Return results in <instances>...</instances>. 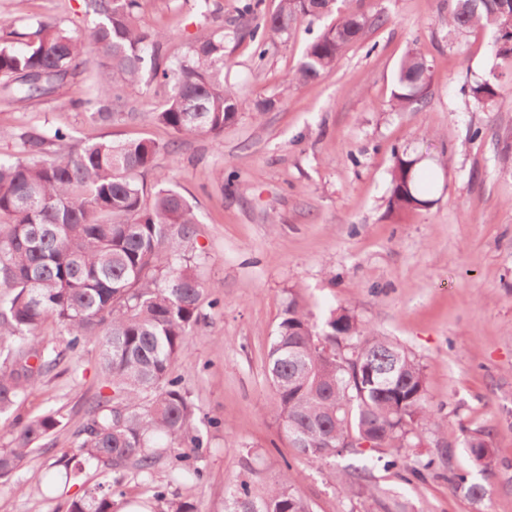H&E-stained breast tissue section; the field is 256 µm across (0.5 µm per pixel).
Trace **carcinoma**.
<instances>
[{
  "label": "carcinoma",
  "mask_w": 512,
  "mask_h": 512,
  "mask_svg": "<svg viewBox=\"0 0 512 512\" xmlns=\"http://www.w3.org/2000/svg\"><path fill=\"white\" fill-rule=\"evenodd\" d=\"M448 27L494 35L495 56L512 60V0H451ZM337 0H279L278 10L257 17L258 4L242 9L237 41L261 45L289 33L299 17L318 20ZM336 24L310 42L287 83L308 82L333 68L343 50L374 26L373 17L349 0ZM89 35L35 19L18 34L19 45L0 44V92L20 102L45 98L66 86L86 63L87 46L100 60L92 97L73 105L99 123L129 116L130 94L163 91L153 119L177 137H218L234 124L244 103L224 83V28L198 40L183 58L163 53L170 35L136 22L140 0H86ZM431 71L409 49L395 77L392 99L414 109L427 95ZM488 104L495 84L470 87ZM198 108L188 111L189 106ZM68 134L25 132L17 156L0 158V417L14 415L15 446L0 451V479L23 469L31 447L64 423L58 410L33 418L17 414L30 390L88 343L102 350L104 387L87 403L76 451L85 463L128 466L149 475L160 457L178 448H201L193 434L197 408L171 368L184 351L201 312L204 288L193 263L198 234L194 206L173 187H147L143 176L161 147L140 139L101 140L68 146ZM421 155L394 154L389 210L408 213L433 204L418 168ZM69 339L59 350L43 342L48 322ZM274 410L292 447L313 459L345 451L346 439L399 450L439 427L415 356L362 325L345 308L325 326L295 297L285 306L268 353ZM469 466H490L489 435L466 441ZM449 481L474 503L485 487L454 473ZM285 474L256 501L247 485L231 496L227 512H310ZM112 486L99 485L73 500L69 512H116ZM162 512H195L192 505L157 494Z\"/></svg>",
  "instance_id": "obj_1"
}]
</instances>
